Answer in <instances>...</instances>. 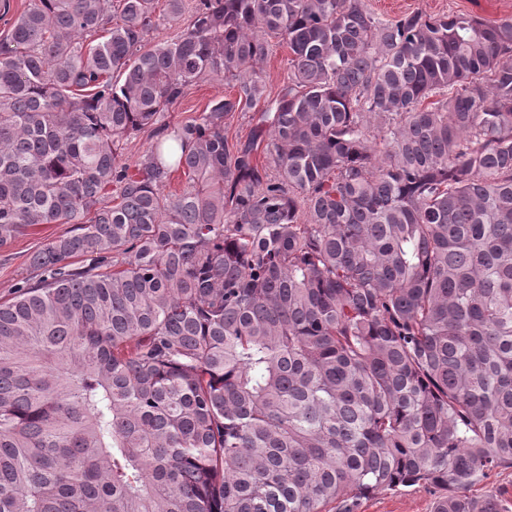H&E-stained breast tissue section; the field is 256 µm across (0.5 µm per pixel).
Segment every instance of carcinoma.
Returning a JSON list of instances; mask_svg holds the SVG:
<instances>
[{"instance_id":"carcinoma-1","label":"carcinoma","mask_w":512,"mask_h":512,"mask_svg":"<svg viewBox=\"0 0 512 512\" xmlns=\"http://www.w3.org/2000/svg\"><path fill=\"white\" fill-rule=\"evenodd\" d=\"M182 13L35 0L0 38V247L70 225L0 303V512H512L470 494L512 468V20L198 0L145 46ZM196 3L197 0H184V11L180 21L176 24L161 25L157 29L150 31L146 37L149 45L173 39L180 34L187 26ZM277 38H271V53L264 64L263 78L270 97L276 95L281 86L288 81L289 54L288 48L279 43ZM230 90L224 79L200 80L188 88L178 103L164 112V122L170 127L182 125L202 112L211 99L224 96ZM263 107V101H261L246 112H237L232 118H230L229 126L227 128V136L231 144L236 142H245L250 138L254 127V121L252 118L255 115V112H260ZM155 139L151 129H144L124 140L119 151L120 162L132 164L140 160L150 150ZM437 495L424 486L379 491L362 500L357 512H431Z\"/></svg>"}]
</instances>
